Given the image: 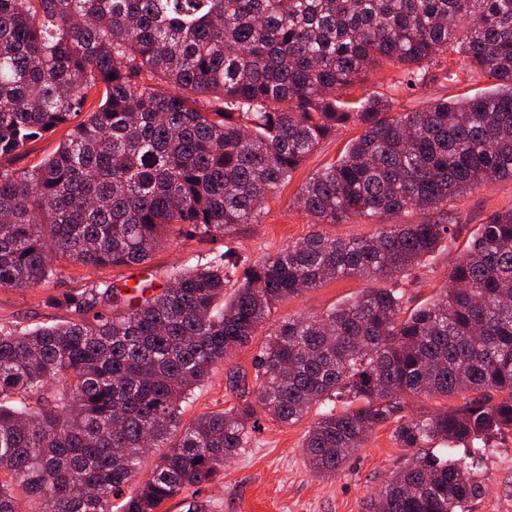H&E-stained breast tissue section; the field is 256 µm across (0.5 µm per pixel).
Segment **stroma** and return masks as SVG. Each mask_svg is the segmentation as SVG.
Here are the masks:
<instances>
[{
    "instance_id": "stroma-1",
    "label": "stroma",
    "mask_w": 512,
    "mask_h": 512,
    "mask_svg": "<svg viewBox=\"0 0 512 512\" xmlns=\"http://www.w3.org/2000/svg\"><path fill=\"white\" fill-rule=\"evenodd\" d=\"M435 79L410 89L398 81L397 69L380 64L368 67L359 85L343 90L347 99L371 93L386 100L391 115L425 108L439 99H462L488 91L492 83L463 70L457 57L442 59ZM361 132L360 126L339 129L322 141L293 172L288 184L271 197L256 223L240 225L231 240L223 237L173 238L156 251L148 267L89 268L63 263L54 283L38 288L0 289V326L20 325L30 329L67 320L66 310L48 305L50 295L81 291L102 281L116 286L152 277L155 290H162L171 273L205 263L235 247L243 260L256 262L276 254L289 243L301 240L315 227L312 219L294 204L301 188L317 171L336 160L346 145ZM512 208V181L505 179L473 189L449 203L447 210L411 209L383 217H355L342 224L318 229L336 238L369 236L386 224H426L435 221L455 225L459 247L469 244L486 219ZM457 250L440 248L424 258L410 275L399 278L400 289L416 307L441 298L456 263ZM371 282L362 276L324 280L316 288L282 302L257 330L252 342L233 351L219 363L207 381L182 402V419L191 421L207 412L224 411L253 400L257 390L255 357L266 337L280 321L299 314H319L359 294ZM463 397L410 396L402 402L393 421L374 429L367 442L331 479L315 477L302 456L304 436L315 420L306 415L292 425L260 415L259 427L250 443L227 461L223 474L212 481L166 501L159 512H368L371 499L407 462L424 455L463 457L464 449H447L442 443L426 448H401L393 431L397 421L423 414L452 410ZM492 450L475 455L481 491L471 504L472 512H512V428L493 438Z\"/></svg>"
}]
</instances>
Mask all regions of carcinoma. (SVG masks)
Returning <instances> with one entry per match:
<instances>
[{
  "instance_id": "1",
  "label": "carcinoma",
  "mask_w": 512,
  "mask_h": 512,
  "mask_svg": "<svg viewBox=\"0 0 512 512\" xmlns=\"http://www.w3.org/2000/svg\"><path fill=\"white\" fill-rule=\"evenodd\" d=\"M446 54L496 88L397 118L337 94L373 63L423 86ZM351 122L363 132L296 197L316 224L443 209L512 180V0H0V288L45 287L61 259L145 266L173 231L229 236ZM67 124L38 164L7 166ZM444 243L454 233L437 222L315 230L244 267L227 298L230 249L149 296L145 282L49 296L71 320L0 326V512H112L119 498L120 512H157L224 471L259 409L290 425L317 408L302 451L325 478L410 395L473 393L398 423L399 447L490 448L512 426V209L482 225L437 301L406 315L384 285L290 317L259 350L254 401L182 422L181 403L274 306L328 276L391 281ZM153 448L165 452L145 474ZM472 468L417 460L369 509L470 512Z\"/></svg>"
}]
</instances>
